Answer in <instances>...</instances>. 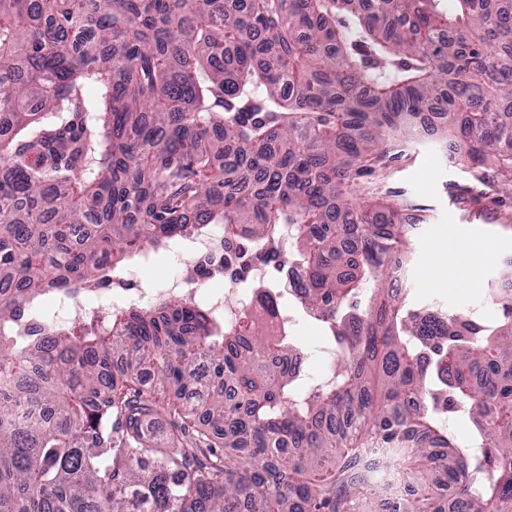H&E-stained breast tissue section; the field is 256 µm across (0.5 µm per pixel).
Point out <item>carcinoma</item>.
I'll use <instances>...</instances> for the list:
<instances>
[{
  "label": "carcinoma",
  "instance_id": "obj_1",
  "mask_svg": "<svg viewBox=\"0 0 512 512\" xmlns=\"http://www.w3.org/2000/svg\"><path fill=\"white\" fill-rule=\"evenodd\" d=\"M444 2L0 0V512H355L384 469L432 476L393 512H512V292L423 317L362 194L424 113L512 186V0ZM209 224L253 259L289 230L330 382L180 297L21 320Z\"/></svg>",
  "mask_w": 512,
  "mask_h": 512
}]
</instances>
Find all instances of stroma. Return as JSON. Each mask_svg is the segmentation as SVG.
Masks as SVG:
<instances>
[{
	"instance_id": "35a3bbf8",
	"label": "stroma",
	"mask_w": 512,
	"mask_h": 512,
	"mask_svg": "<svg viewBox=\"0 0 512 512\" xmlns=\"http://www.w3.org/2000/svg\"><path fill=\"white\" fill-rule=\"evenodd\" d=\"M473 183L471 169L457 150L429 138L405 145L384 168L364 179L370 195L393 204L397 210L411 209L420 215L412 231L403 283L408 301L451 312L476 309L483 318L492 319L497 311L487 301L486 293L501 282L504 264L512 258V189L497 187L472 196L468 189ZM445 232L493 249V260L480 268L473 284H463L453 268L442 275L440 283L429 280V248ZM182 269L175 255L159 253L140 266L125 269L121 285L164 288L179 277ZM287 308L297 317L293 336L307 356L309 371L318 374L330 370L338 353L328 329L295 302H288Z\"/></svg>"
}]
</instances>
